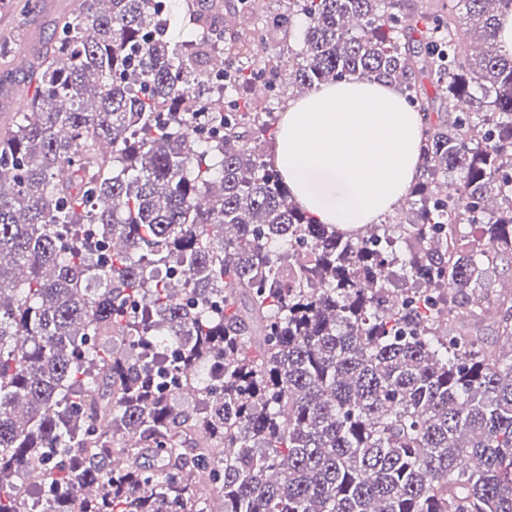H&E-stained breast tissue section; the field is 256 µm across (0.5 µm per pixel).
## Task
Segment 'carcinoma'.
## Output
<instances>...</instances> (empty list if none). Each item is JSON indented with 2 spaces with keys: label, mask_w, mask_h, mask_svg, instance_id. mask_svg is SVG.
<instances>
[{
  "label": "carcinoma",
  "mask_w": 512,
  "mask_h": 512,
  "mask_svg": "<svg viewBox=\"0 0 512 512\" xmlns=\"http://www.w3.org/2000/svg\"><path fill=\"white\" fill-rule=\"evenodd\" d=\"M83 0L0 128V512H512V0ZM185 29L171 43L170 25ZM222 58L228 108L213 104ZM400 87L396 220L320 224L238 90ZM419 284L393 287V275ZM494 312L496 342L459 320ZM259 5L257 14H253L247 26L242 24L243 28H237L243 36L253 37L257 39L259 50V57L265 61H270L269 64L273 66H280L283 64L288 65V49H300L301 47V25L295 22L290 28L289 35L286 36L280 32L262 31V15L268 11L284 10L287 6V0H262ZM284 48V50H283ZM487 288L500 290L503 285L512 283V260L498 261L487 273Z\"/></svg>",
  "instance_id": "1"
}]
</instances>
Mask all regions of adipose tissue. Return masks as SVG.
I'll use <instances>...</instances> for the list:
<instances>
[{"label":"adipose tissue","instance_id":"ef3b65f1","mask_svg":"<svg viewBox=\"0 0 512 512\" xmlns=\"http://www.w3.org/2000/svg\"><path fill=\"white\" fill-rule=\"evenodd\" d=\"M419 127L394 85L343 80L289 107L273 162L317 222L375 224L420 173Z\"/></svg>","mask_w":512,"mask_h":512}]
</instances>
